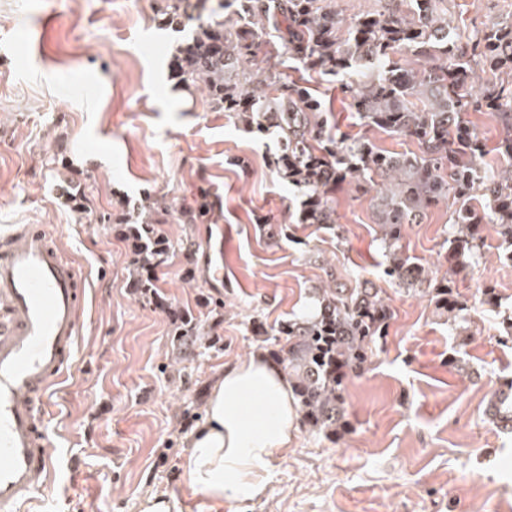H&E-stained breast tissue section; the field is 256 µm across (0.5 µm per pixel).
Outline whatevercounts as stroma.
Listing matches in <instances>:
<instances>
[{
    "label": "stroma",
    "mask_w": 512,
    "mask_h": 512,
    "mask_svg": "<svg viewBox=\"0 0 512 512\" xmlns=\"http://www.w3.org/2000/svg\"><path fill=\"white\" fill-rule=\"evenodd\" d=\"M162 0H0V235L42 224L86 275L75 371L51 393L50 486L17 512H235L191 485L185 442L218 369L255 349L278 360L282 323L328 276L371 280L391 311L372 363L344 382L336 433L298 426L247 512H512V433L490 414L512 387V246L484 247L453 282L464 326L431 295L390 283L375 192L338 191L339 231L297 220L295 188L273 167L274 134L210 111L172 78L184 36L160 29ZM464 26L512 18V0H453ZM330 124L348 131L339 81L311 77ZM208 224H166L150 294L133 286L122 201L196 206ZM284 227L278 241L262 218ZM451 209L404 227L414 261L444 275ZM206 334L179 346L178 316Z\"/></svg>",
    "instance_id": "1"
}]
</instances>
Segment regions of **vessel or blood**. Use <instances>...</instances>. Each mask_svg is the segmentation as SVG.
Returning a JSON list of instances; mask_svg holds the SVG:
<instances>
[{
    "instance_id": "obj_1",
    "label": "vessel or blood",
    "mask_w": 512,
    "mask_h": 512,
    "mask_svg": "<svg viewBox=\"0 0 512 512\" xmlns=\"http://www.w3.org/2000/svg\"><path fill=\"white\" fill-rule=\"evenodd\" d=\"M84 272L41 224L0 237V512L45 489L49 390L66 378L85 328Z\"/></svg>"
}]
</instances>
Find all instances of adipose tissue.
<instances>
[{"label":"adipose tissue","instance_id":"adipose-tissue-1","mask_svg":"<svg viewBox=\"0 0 512 512\" xmlns=\"http://www.w3.org/2000/svg\"><path fill=\"white\" fill-rule=\"evenodd\" d=\"M298 417L287 373L262 351L224 364L209 394L206 419L189 438L191 485L217 504L266 497L271 462L290 444Z\"/></svg>","mask_w":512,"mask_h":512}]
</instances>
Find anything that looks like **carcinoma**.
Here are the masks:
<instances>
[{
  "mask_svg": "<svg viewBox=\"0 0 512 512\" xmlns=\"http://www.w3.org/2000/svg\"><path fill=\"white\" fill-rule=\"evenodd\" d=\"M378 10L346 26L335 0H166L159 24L189 29L177 46L175 73L187 90L202 95L212 111L261 131L275 130L279 177L302 195L298 221L336 224L328 181L377 190L379 240L386 277L405 288H424L452 319L463 304L449 278L437 279L410 261L399 246L402 229L442 201L454 207L451 243L454 274L483 246L478 225L491 224L512 244V23L489 22L459 30L447 0H379ZM229 13H224L226 8ZM304 73L284 80L276 59ZM494 82L476 84L477 73ZM345 77L343 89L359 125L415 141L420 153L381 149L364 135L351 136L328 123L305 75ZM472 112H494L502 127L499 154L506 165L481 171L484 144ZM134 205L135 261H157L167 250L156 224H207L220 207L202 196L194 207L164 209L155 218L147 202ZM316 311L285 322L282 363L299 397L303 422L313 431L334 432L344 417V379L370 363L374 344L386 336L389 308L370 283L342 288L328 283L312 291Z\"/></svg>",
  "mask_w": 512,
  "mask_h": 512,
  "instance_id": "obj_1",
  "label": "carcinoma"
}]
</instances>
